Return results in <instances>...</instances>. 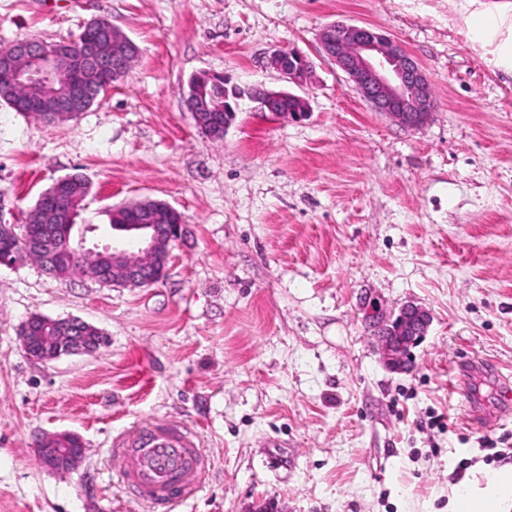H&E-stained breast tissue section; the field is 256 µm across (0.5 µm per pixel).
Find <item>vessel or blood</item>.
Instances as JSON below:
<instances>
[{
  "label": "vessel or blood",
  "instance_id": "obj_1",
  "mask_svg": "<svg viewBox=\"0 0 512 512\" xmlns=\"http://www.w3.org/2000/svg\"><path fill=\"white\" fill-rule=\"evenodd\" d=\"M113 457L130 495L162 512H172L209 477L194 432L163 422L143 423L116 440Z\"/></svg>",
  "mask_w": 512,
  "mask_h": 512
}]
</instances>
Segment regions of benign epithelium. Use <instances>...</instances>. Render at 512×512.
I'll use <instances>...</instances> for the list:
<instances>
[{
	"label": "benign epithelium",
	"mask_w": 512,
	"mask_h": 512,
	"mask_svg": "<svg viewBox=\"0 0 512 512\" xmlns=\"http://www.w3.org/2000/svg\"><path fill=\"white\" fill-rule=\"evenodd\" d=\"M321 53L331 59L348 77L351 87L377 112H383L407 127L422 125L435 108L431 85L413 56L390 37L364 25L332 23L320 33ZM77 50L64 48L66 42L47 43L23 40L9 52L0 55V84H24L32 93L13 108L25 112L37 108L55 112L63 118H73L85 112L97 91L101 71L112 68V80L127 76L125 44L131 40L119 35L111 21L98 17L86 23L83 31L71 40ZM270 66L289 83L303 85L310 78L312 62L298 51L278 50L269 59ZM196 81L224 83V111L235 112L239 101L249 98L260 105L263 112L273 111L277 100L288 96L297 103L293 117L307 116V102L290 92L247 90L231 82L222 73L203 72ZM196 99H187L197 127L213 137H222L232 121L213 123L206 119L212 107H195ZM52 201L45 198L40 209L32 212L26 224H0V240L14 243L17 254L35 251L41 255L42 267L59 278L65 277V268L72 257L74 246L71 232L74 224L63 226L46 223ZM173 224H114L112 230L122 233L125 240L138 243L135 252L120 245L112 253L99 248L79 249L86 260L88 273L96 280L107 279L114 288L148 287L162 280L171 260L174 246L182 239L184 224L180 213L172 210ZM368 319L378 329L380 352L384 363L392 370L405 367L410 349L427 334L428 314L414 307H406L395 316L377 311ZM48 335L21 337L26 357L31 361L57 359L63 355L89 353L98 349L102 337L92 336V328L74 318L52 319L38 317ZM75 434L64 432L46 434L37 441L42 465L53 472L69 471L79 465L84 449L60 447Z\"/></svg>",
	"instance_id": "7a95c632"
}]
</instances>
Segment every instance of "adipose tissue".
Returning <instances> with one entry per match:
<instances>
[{"instance_id":"obj_1","label":"adipose tissue","mask_w":512,"mask_h":512,"mask_svg":"<svg viewBox=\"0 0 512 512\" xmlns=\"http://www.w3.org/2000/svg\"><path fill=\"white\" fill-rule=\"evenodd\" d=\"M448 512H512V465L454 486Z\"/></svg>"}]
</instances>
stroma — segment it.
Listing matches in <instances>:
<instances>
[{"label":"stroma","mask_w":512,"mask_h":512,"mask_svg":"<svg viewBox=\"0 0 512 512\" xmlns=\"http://www.w3.org/2000/svg\"><path fill=\"white\" fill-rule=\"evenodd\" d=\"M495 20L491 35L472 17ZM108 18L138 47L87 112L47 124L0 103V224L24 223L57 179L92 195L75 218L112 245V207L145 198L183 216L166 276L147 288L0 266V512H152L112 464L146 420L193 428L212 471L173 512H448L452 485L512 464V0H0V47L75 38ZM342 21L399 42L436 108L401 126L320 52ZM313 64L298 87L277 50ZM288 91L305 119L243 100L223 138L185 105L189 79ZM425 310L408 366L388 369L369 311ZM74 317L107 343L33 362L19 327ZM71 432L82 463L42 467L37 440Z\"/></svg>","instance_id":"1"}]
</instances>
